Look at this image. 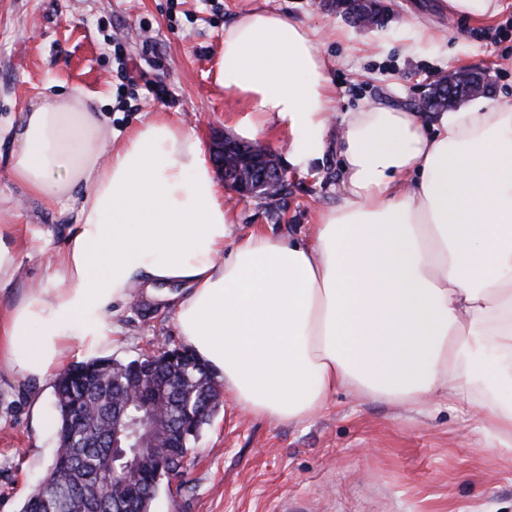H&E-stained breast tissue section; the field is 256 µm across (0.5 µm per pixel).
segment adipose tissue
Instances as JSON below:
<instances>
[{
	"label": "adipose tissue",
	"instance_id": "adipose-tissue-1",
	"mask_svg": "<svg viewBox=\"0 0 512 512\" xmlns=\"http://www.w3.org/2000/svg\"><path fill=\"white\" fill-rule=\"evenodd\" d=\"M217 82L249 106L237 134L288 131V160L322 156L334 112L314 29L258 10L224 31ZM344 196L310 234L231 240L201 138L159 113L123 138L80 88L45 92L18 122L9 174L75 224L46 281L0 322V362L44 380L78 346L122 334L135 288L177 284L183 342L239 409L302 423L338 391L477 414L512 450V104L423 113L374 101L340 119ZM19 225L0 224V288L21 279Z\"/></svg>",
	"mask_w": 512,
	"mask_h": 512
}]
</instances>
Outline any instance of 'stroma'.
Segmentation results:
<instances>
[{"label":"stroma","instance_id":"1","mask_svg":"<svg viewBox=\"0 0 512 512\" xmlns=\"http://www.w3.org/2000/svg\"><path fill=\"white\" fill-rule=\"evenodd\" d=\"M383 2L386 26L363 29L332 0H0V119L25 111L46 85L79 87L110 104L113 132L128 133L162 112L211 145L247 115V104L224 91L215 71L225 29L254 9L318 30L337 112L372 100L410 108L460 69L485 73L490 99L512 104V36L490 41L512 18V0L486 22L440 14L434 0ZM422 27L433 42L416 41ZM155 77L168 89L167 102L147 95L144 81ZM10 151L0 144V221L15 212L17 223L62 245L74 212L45 208L15 184ZM342 196L333 138L307 169L289 167L280 208L237 202L233 233L263 229L284 240L309 233L318 211ZM171 295L137 289L123 309L122 336L102 357L127 361L159 340L181 345ZM36 395L53 413L49 382L0 369V512H20L53 458L56 427L34 424ZM152 512H512V452L489 449L472 413L444 402L418 412L340 392L296 424L269 422L226 400L179 475L163 482Z\"/></svg>","mask_w":512,"mask_h":512}]
</instances>
